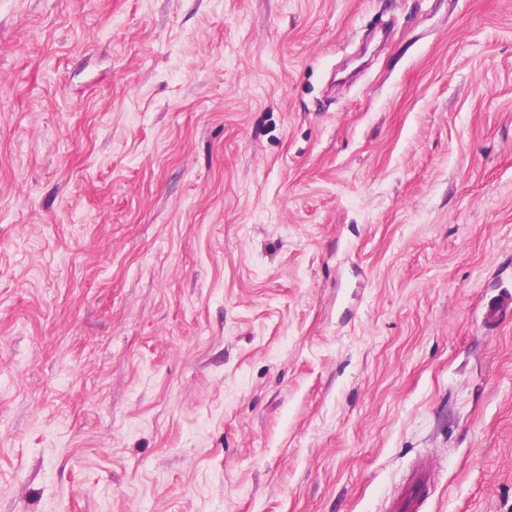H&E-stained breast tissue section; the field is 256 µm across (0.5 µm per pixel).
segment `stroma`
<instances>
[{
	"label": "stroma",
	"mask_w": 512,
	"mask_h": 512,
	"mask_svg": "<svg viewBox=\"0 0 512 512\" xmlns=\"http://www.w3.org/2000/svg\"><path fill=\"white\" fill-rule=\"evenodd\" d=\"M512 0H0V512H512ZM432 485L431 473L427 469L416 471L401 489L392 509L394 512H421L428 499Z\"/></svg>",
	"instance_id": "stroma-1"
}]
</instances>
